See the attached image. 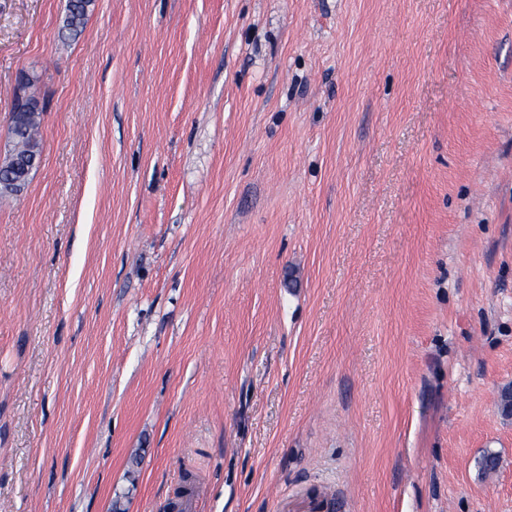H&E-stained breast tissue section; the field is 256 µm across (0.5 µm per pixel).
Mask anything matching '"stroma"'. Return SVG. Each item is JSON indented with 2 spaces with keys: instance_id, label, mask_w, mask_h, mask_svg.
<instances>
[{
  "instance_id": "35a3bbf8",
  "label": "stroma",
  "mask_w": 512,
  "mask_h": 512,
  "mask_svg": "<svg viewBox=\"0 0 512 512\" xmlns=\"http://www.w3.org/2000/svg\"><path fill=\"white\" fill-rule=\"evenodd\" d=\"M67 4L0 0V512H512V0ZM93 0H69L61 34L76 37L82 30ZM39 109L37 103L31 99L18 97L15 101L9 124V135L12 147L5 156L2 164H5L13 156H25L35 154L40 156L36 161L39 165L41 160V148L38 139Z\"/></svg>"
}]
</instances>
